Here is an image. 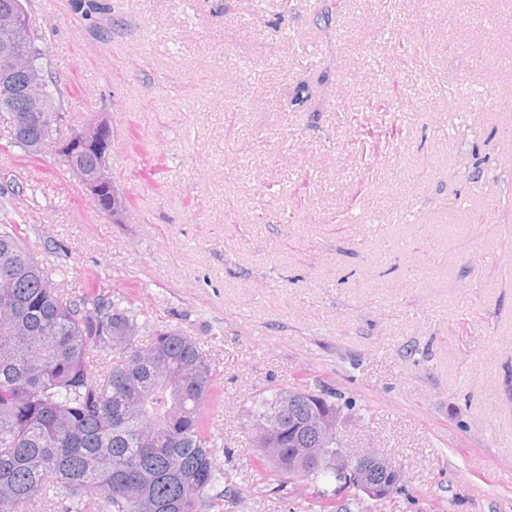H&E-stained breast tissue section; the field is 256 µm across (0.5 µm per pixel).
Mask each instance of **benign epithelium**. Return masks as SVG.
Instances as JSON below:
<instances>
[{"mask_svg":"<svg viewBox=\"0 0 512 512\" xmlns=\"http://www.w3.org/2000/svg\"><path fill=\"white\" fill-rule=\"evenodd\" d=\"M29 12L23 0L0 11V35L4 41L0 50L12 59V66L0 71V88L21 98L22 108L0 112V122L9 125L12 132L25 130L45 111V90L41 77L27 64L26 34L30 32ZM112 121L108 114L98 113L71 134L55 140L53 150L63 158L92 151L98 158L93 172H73L82 190L94 202H99L103 190H111L106 205V216L116 224L126 223L128 208L125 198L114 190L112 176ZM319 393L311 390L282 392L280 413L293 414L303 403L319 400ZM340 412L327 409L316 418L303 423L294 437L301 448L288 450V472L305 473L324 467L336 475L344 488L356 489L373 498L387 497L402 485V470L389 464L373 451L351 453L343 446L339 434Z\"/></svg>","mask_w":512,"mask_h":512,"instance_id":"obj_1","label":"benign epithelium"}]
</instances>
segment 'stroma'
<instances>
[{"label": "stroma", "mask_w": 512, "mask_h": 512, "mask_svg": "<svg viewBox=\"0 0 512 512\" xmlns=\"http://www.w3.org/2000/svg\"><path fill=\"white\" fill-rule=\"evenodd\" d=\"M102 2L30 24L59 137L111 115L128 219L0 123L4 216L66 292L140 309L138 346L201 344L224 512H318L321 483L261 479L247 424L294 388L405 471L336 512H512V0Z\"/></svg>", "instance_id": "1"}]
</instances>
